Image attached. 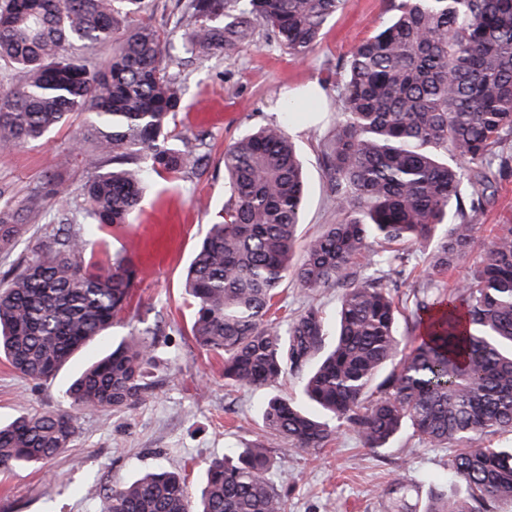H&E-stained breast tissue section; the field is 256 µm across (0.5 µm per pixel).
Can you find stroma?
Segmentation results:
<instances>
[{
	"mask_svg": "<svg viewBox=\"0 0 512 512\" xmlns=\"http://www.w3.org/2000/svg\"><path fill=\"white\" fill-rule=\"evenodd\" d=\"M145 14L167 36L164 59L183 93L184 106L169 130L204 156L201 168L155 179L130 226L108 241L110 252H122L142 271L110 334L119 337L140 322H158L167 347L163 365L154 372L157 393L130 412L100 408L80 413L71 448L33 467L0 472V512H94L99 490L157 468L178 472L189 493H196L207 461L223 457L225 449L262 440V402L299 395V381L291 375L259 389L225 385L222 360L199 349L189 333L193 305L182 274L228 199L225 146L268 123H285L303 162L307 193L299 242L336 223L324 160L340 108L336 84L343 78V63L390 18V0H345L303 59L284 53L263 31L241 53L201 59L183 46L176 0H146ZM84 126V115L76 114L44 142L0 151V201L22 206L51 175L65 191L64 199L48 201L42 218L28 220L9 256L0 255V279L43 235L63 200L78 198L93 175L108 170L90 148H77ZM476 222L473 251L478 254L493 225L512 224V177L497 183L493 201ZM341 294V289L325 288L308 299L288 283L279 303L286 315L317 304L332 323ZM102 348V343L92 344L39 384L0 359V420L56 409L62 388ZM450 454L408 430L389 447L369 451L343 428L316 453L278 458L275 479L288 494L287 512H391L385 491L401 477L411 487V512H420L428 480L446 473Z\"/></svg>",
	"mask_w": 512,
	"mask_h": 512,
	"instance_id": "1",
	"label": "stroma"
}]
</instances>
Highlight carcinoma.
<instances>
[{
  "label": "carcinoma",
  "mask_w": 512,
  "mask_h": 512,
  "mask_svg": "<svg viewBox=\"0 0 512 512\" xmlns=\"http://www.w3.org/2000/svg\"><path fill=\"white\" fill-rule=\"evenodd\" d=\"M343 0H178L181 38L199 58L247 49L256 30L307 56ZM394 16L343 64L336 134L326 153L340 214L294 259L305 199L303 171L282 123L224 149L228 200L188 269L191 335L224 358L238 388L298 375L314 409L283 399L263 408L264 439L210 461L199 501L181 476L148 472L95 496V512H287L273 479L272 447L313 453L352 429L365 448H385L408 428L446 448L447 477L432 480L421 512H491L512 502V446L463 448L489 431L512 433V224H497L479 262L444 291V275L471 256L474 214L512 174V0H391ZM144 0H0V61L13 86L0 94V149L40 141L68 117L87 115L78 147L112 168L87 182L0 284V357L24 378L53 377L71 356L107 335L137 282L121 254L98 250L85 228L131 223L151 177L202 165L189 142L168 135L183 105L164 63L165 33L148 19L119 31ZM112 42L95 66L75 45ZM49 177L22 206L38 215L60 195ZM19 212L0 208V253L13 252ZM427 254L415 322L397 331L399 302L386 286L410 278ZM311 297L341 287L335 340L310 304L282 320L281 284ZM157 327L133 329L74 378L62 406L0 424V469L17 470L70 447L75 413L130 411L154 395L149 369ZM408 484L388 489L406 512Z\"/></svg>",
  "instance_id": "1"
}]
</instances>
